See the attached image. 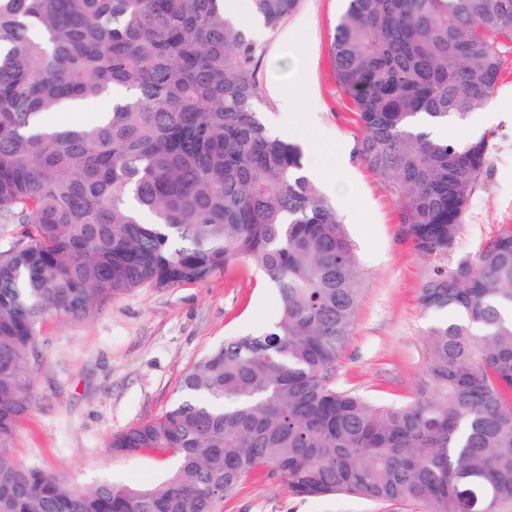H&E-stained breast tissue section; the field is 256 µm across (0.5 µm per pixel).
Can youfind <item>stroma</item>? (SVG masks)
<instances>
[{
    "label": "stroma",
    "mask_w": 512,
    "mask_h": 512,
    "mask_svg": "<svg viewBox=\"0 0 512 512\" xmlns=\"http://www.w3.org/2000/svg\"><path fill=\"white\" fill-rule=\"evenodd\" d=\"M347 0H300L277 27H258L261 121L299 143L305 172L344 217L366 273L357 318L336 363L337 387L376 404L412 400L429 347L431 314L418 295L433 264L399 233L391 192L356 153L362 130L331 65V45ZM501 73L493 100L472 113L469 134L485 136L489 163L474 183L457 246L448 260L473 257L512 227V43L500 47ZM293 86L297 109L280 111L278 91ZM351 196H342L337 182ZM280 315L275 288L240 260L206 283L135 288L104 303L94 317L52 316L37 328L31 359L33 402L17 422L12 452L79 487L102 479L152 482L166 455L116 459L114 433L151 420L170 407L185 371L226 338L258 334ZM217 512H423L415 503H380L350 495L303 497L275 474L247 478Z\"/></svg>",
    "instance_id": "1"
}]
</instances>
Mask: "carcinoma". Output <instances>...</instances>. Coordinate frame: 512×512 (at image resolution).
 Wrapping results in <instances>:
<instances>
[{"mask_svg":"<svg viewBox=\"0 0 512 512\" xmlns=\"http://www.w3.org/2000/svg\"><path fill=\"white\" fill-rule=\"evenodd\" d=\"M298 0H250L277 26ZM512 0H349L336 79L357 155L398 204L400 235L438 265L440 316L416 397L375 405L336 387L363 269L300 144L256 112L257 49L227 0H0V512H215L265 470L300 496L495 512L512 500V228L448 265L488 162L465 133L493 98ZM124 97L81 126L45 116ZM252 261L282 302L181 378L161 416L112 436L117 458L159 450L152 484L74 486L13 456L33 397L29 357L51 315L90 317L141 286L202 284Z\"/></svg>","mask_w":512,"mask_h":512,"instance_id":"cac0c4a2","label":"carcinoma"}]
</instances>
